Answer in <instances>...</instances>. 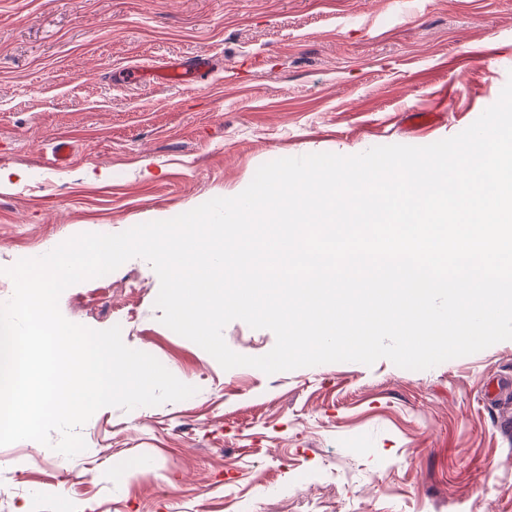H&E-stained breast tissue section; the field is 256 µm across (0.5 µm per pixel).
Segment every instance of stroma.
Segmentation results:
<instances>
[{"label": "stroma", "mask_w": 512, "mask_h": 512, "mask_svg": "<svg viewBox=\"0 0 512 512\" xmlns=\"http://www.w3.org/2000/svg\"><path fill=\"white\" fill-rule=\"evenodd\" d=\"M198 55L199 83L126 77ZM511 79L512 0H0V302L20 259L236 196L276 159L453 137ZM159 287L133 258L59 307L196 394L99 409L71 458L0 446V512H512V340L421 371L226 370L162 324Z\"/></svg>", "instance_id": "35a3bbf8"}]
</instances>
